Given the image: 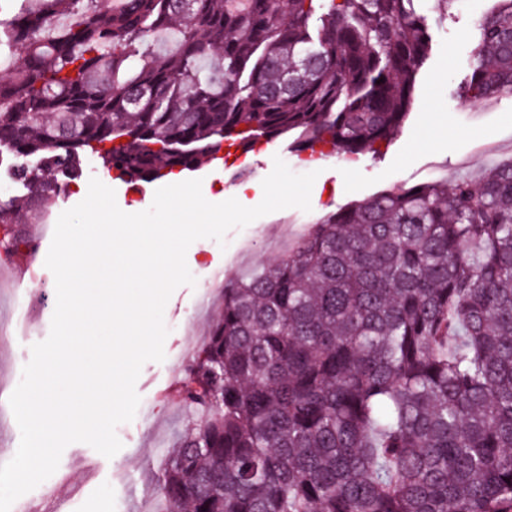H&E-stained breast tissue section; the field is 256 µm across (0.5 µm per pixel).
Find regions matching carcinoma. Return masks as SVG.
Wrapping results in <instances>:
<instances>
[{"label": "carcinoma", "instance_id": "obj_1", "mask_svg": "<svg viewBox=\"0 0 512 512\" xmlns=\"http://www.w3.org/2000/svg\"><path fill=\"white\" fill-rule=\"evenodd\" d=\"M0 21V253L92 152L136 185L224 143L376 152L431 52L424 0H22ZM474 28L461 90L512 91V0ZM76 23L45 36L58 15ZM177 26L161 50L155 35ZM35 158L37 163L29 164ZM328 213L224 282L179 394L168 512H512V162Z\"/></svg>", "mask_w": 512, "mask_h": 512}]
</instances>
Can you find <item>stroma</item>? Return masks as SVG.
Segmentation results:
<instances>
[{"label":"stroma","instance_id":"35a3bbf8","mask_svg":"<svg viewBox=\"0 0 512 512\" xmlns=\"http://www.w3.org/2000/svg\"><path fill=\"white\" fill-rule=\"evenodd\" d=\"M494 5L495 0H458L448 18L434 24L432 50L417 75L410 114L399 134L377 152L354 160L332 155L309 162L295 151L291 137L283 136L245 155L225 149L227 167L206 164L135 186L116 179L100 159L87 155L77 187L59 198L52 217L81 202L93 177L114 189L122 211L136 213L150 208L157 188L195 177L201 179L207 201L234 198L256 206L263 198L262 181L277 157L294 173L314 171L318 177L310 211L278 210L229 230L223 242L203 238L191 244L186 262L195 282L178 287L165 306V358L146 362L141 369L135 417L116 428L122 449L108 458L85 443L68 445L57 470L24 494V501L41 512H149L160 495L164 451L159 441L176 445L197 425L196 414L178 396V385L186 360L217 319L222 290L210 287L213 275L226 281L247 268L275 263L281 234L301 239L326 214L348 204L423 182L478 176L512 162V91L473 102L459 90L475 48L464 33L474 27L477 15ZM245 236L252 240L251 249L235 254L236 242ZM30 239L32 250L0 265V407L19 384L32 346L48 337L56 306L55 278L45 266L52 237L39 228ZM21 291L28 296L23 307L15 300Z\"/></svg>","mask_w":512,"mask_h":512}]
</instances>
